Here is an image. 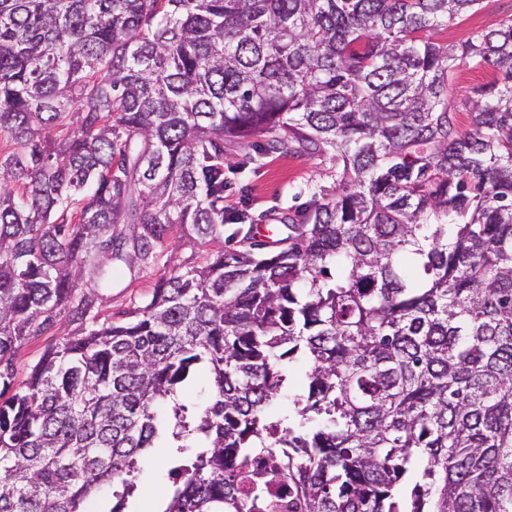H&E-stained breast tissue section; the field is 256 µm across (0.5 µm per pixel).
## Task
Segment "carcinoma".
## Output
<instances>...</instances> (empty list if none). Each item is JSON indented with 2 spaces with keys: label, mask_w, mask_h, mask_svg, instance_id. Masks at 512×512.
<instances>
[{
  "label": "carcinoma",
  "mask_w": 512,
  "mask_h": 512,
  "mask_svg": "<svg viewBox=\"0 0 512 512\" xmlns=\"http://www.w3.org/2000/svg\"><path fill=\"white\" fill-rule=\"evenodd\" d=\"M480 3L0 0V512H130L155 448L152 512H260L274 482L295 512H512V18L427 36ZM459 59L491 69L465 133ZM237 149L336 187L226 237ZM175 227L237 245L102 315ZM59 336H39L37 338L29 339L18 351L16 363V376L17 379L22 380L28 370L30 364L35 362L43 350ZM164 461L156 452L153 453V460L144 464L142 468L141 502L146 493L153 496V501L159 497L168 485L166 472L163 474Z\"/></svg>",
  "instance_id": "obj_1"
}]
</instances>
